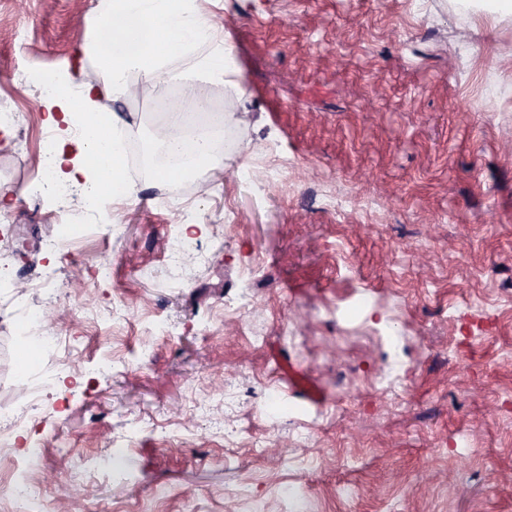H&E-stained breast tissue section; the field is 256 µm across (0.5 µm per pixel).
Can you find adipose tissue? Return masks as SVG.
Here are the masks:
<instances>
[{
  "instance_id": "obj_1",
  "label": "adipose tissue",
  "mask_w": 512,
  "mask_h": 512,
  "mask_svg": "<svg viewBox=\"0 0 512 512\" xmlns=\"http://www.w3.org/2000/svg\"><path fill=\"white\" fill-rule=\"evenodd\" d=\"M99 10L108 35L84 47L96 61L95 77L87 79L78 97L70 100L67 81L57 74L46 75L45 102L47 109L61 108L65 121L89 125L79 155L70 161V180L102 183V193L90 197L93 205L108 198L132 204L139 197L125 178L123 142L109 140L108 116L93 112L95 95L105 89L134 99L143 87L165 90L176 85L181 92L171 99V112L190 111L203 100L206 86L223 83L230 71V56L225 40L214 37L200 0H101ZM148 145L165 154L164 165L153 172L160 180L192 173L215 177L224 170V160L216 156L210 141L180 139L167 123L152 127ZM99 151L110 155L103 172L93 168Z\"/></svg>"
}]
</instances>
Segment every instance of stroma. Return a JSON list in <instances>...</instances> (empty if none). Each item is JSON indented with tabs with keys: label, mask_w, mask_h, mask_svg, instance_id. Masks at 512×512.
<instances>
[{
	"label": "stroma",
	"mask_w": 512,
	"mask_h": 512,
	"mask_svg": "<svg viewBox=\"0 0 512 512\" xmlns=\"http://www.w3.org/2000/svg\"><path fill=\"white\" fill-rule=\"evenodd\" d=\"M98 7L0 0V107L23 116L0 134V226L16 286L55 268L65 301L40 307V328L69 338L80 375L0 465L41 438L55 512L75 486L83 512H512V15L490 0L208 6L241 86L225 113L248 116L224 178L200 176L177 209L143 179L141 204L95 209L113 231L77 238L70 262L45 243L58 206L86 200L29 190L38 77L77 78ZM163 97L98 102L143 141ZM271 158L288 178L257 188L247 162ZM187 212L198 248L174 280L166 233ZM119 299L131 319L115 326ZM30 361L0 333V414L39 395ZM82 456L102 464L72 477Z\"/></svg>",
	"instance_id": "obj_1"
}]
</instances>
